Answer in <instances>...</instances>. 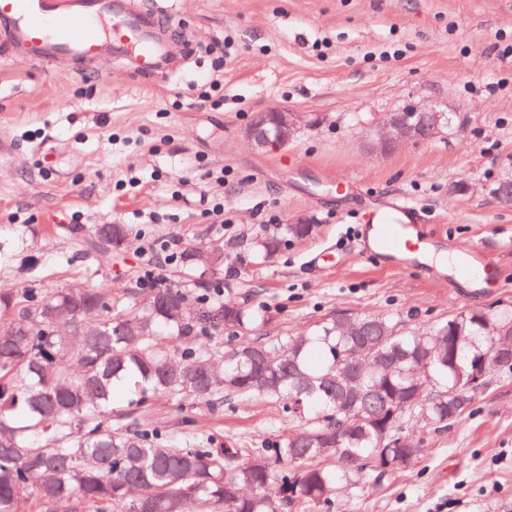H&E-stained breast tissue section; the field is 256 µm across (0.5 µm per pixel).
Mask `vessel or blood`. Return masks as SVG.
Listing matches in <instances>:
<instances>
[{
  "instance_id": "vessel-or-blood-1",
  "label": "vessel or blood",
  "mask_w": 512,
  "mask_h": 512,
  "mask_svg": "<svg viewBox=\"0 0 512 512\" xmlns=\"http://www.w3.org/2000/svg\"><path fill=\"white\" fill-rule=\"evenodd\" d=\"M107 51L139 73L164 74L173 65L160 12L142 0H0V52H19L36 63L66 59L80 69L97 64ZM417 213L402 195L369 209L362 256L402 272L421 265L442 235L420 224ZM496 270L487 247L460 246L453 250L449 274L436 281L454 288L464 280L484 281Z\"/></svg>"
}]
</instances>
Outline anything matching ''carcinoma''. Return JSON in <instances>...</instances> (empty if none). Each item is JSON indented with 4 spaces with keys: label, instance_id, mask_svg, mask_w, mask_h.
<instances>
[{
    "label": "carcinoma",
    "instance_id": "cac0c4a2",
    "mask_svg": "<svg viewBox=\"0 0 512 512\" xmlns=\"http://www.w3.org/2000/svg\"><path fill=\"white\" fill-rule=\"evenodd\" d=\"M316 230L285 224L254 249L270 256ZM129 234L96 224L80 247L118 250ZM175 262L204 287L193 305L182 287L0 288V512H300L414 465L404 423L439 431L464 415L478 393L459 378L475 364L512 369L499 355L512 311L459 312L426 334L389 315H332L247 339L273 316L224 300V248L186 247ZM354 348L363 372L344 363ZM161 398L190 403L179 430L142 416ZM226 401L281 408L288 433L248 448L198 432L197 415Z\"/></svg>",
    "mask_w": 512,
    "mask_h": 512
}]
</instances>
